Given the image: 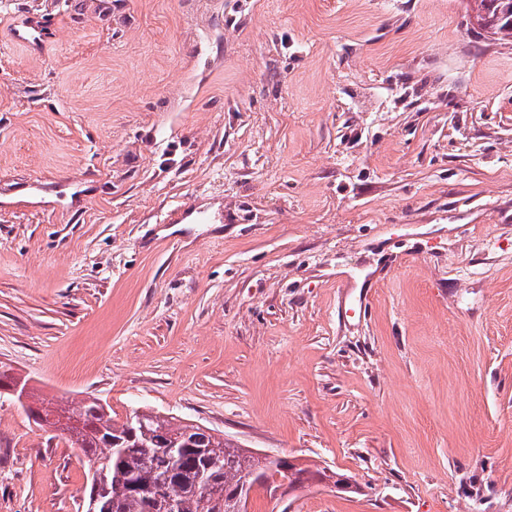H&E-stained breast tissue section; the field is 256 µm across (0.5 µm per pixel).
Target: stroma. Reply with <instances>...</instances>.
I'll list each match as a JSON object with an SVG mask.
<instances>
[{"label":"stroma","instance_id":"35a3bbf8","mask_svg":"<svg viewBox=\"0 0 512 512\" xmlns=\"http://www.w3.org/2000/svg\"><path fill=\"white\" fill-rule=\"evenodd\" d=\"M471 6L0 0V364L354 486L248 512H512V42ZM86 473L0 397V512Z\"/></svg>","mask_w":512,"mask_h":512}]
</instances>
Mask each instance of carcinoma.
Listing matches in <instances>:
<instances>
[{
	"mask_svg": "<svg viewBox=\"0 0 512 512\" xmlns=\"http://www.w3.org/2000/svg\"><path fill=\"white\" fill-rule=\"evenodd\" d=\"M473 2L477 35L512 38V0ZM20 407L39 409L34 423L61 432L63 419L82 420L68 441L106 473L96 512H241L245 476L265 469L260 456L224 433L158 412L134 410L118 422L96 398L62 405L30 388ZM154 440L169 447L152 448Z\"/></svg>",
	"mask_w": 512,
	"mask_h": 512,
	"instance_id": "obj_1",
	"label": "carcinoma"
}]
</instances>
